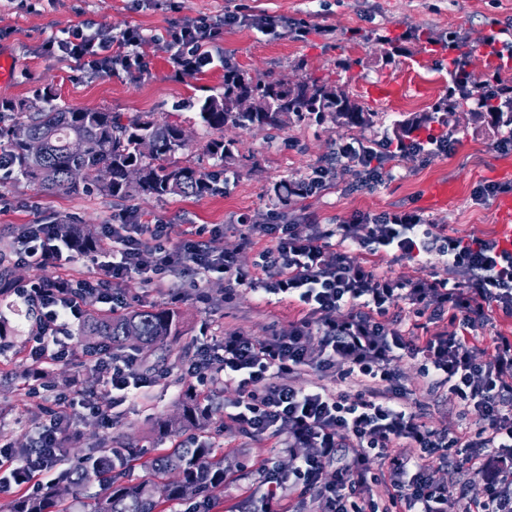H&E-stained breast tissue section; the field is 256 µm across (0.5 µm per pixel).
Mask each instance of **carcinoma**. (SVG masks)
Masks as SVG:
<instances>
[{"mask_svg": "<svg viewBox=\"0 0 512 512\" xmlns=\"http://www.w3.org/2000/svg\"><path fill=\"white\" fill-rule=\"evenodd\" d=\"M241 96L252 97L257 108L238 111ZM41 101L43 105L35 108L24 101L0 100V161L9 166L7 180L24 181L46 193L97 192L112 198L203 197L219 190L214 175L177 157L188 146L181 125L148 115L126 118L107 109H73L54 102L48 93ZM459 106L460 100L450 95L427 115L399 124L394 138L401 141L436 114L454 112ZM483 109L495 125H512L511 101L488 103ZM328 114L348 127L370 125L375 116L327 81L309 76L290 85L255 78L236 67L225 69L224 93L206 97L199 107L201 122L216 131L227 125L276 129L292 121H321ZM31 141L40 143L41 153L29 152ZM205 151L221 166L233 159L230 144L222 137L209 140ZM58 226L60 234L75 241L78 252L100 250L91 227L66 220ZM181 324L179 311L172 308L153 306L116 314L88 308L81 329L88 350L102 347L122 354L129 337L135 336L139 349L159 353L157 361L163 363ZM214 411L213 405L204 409L198 395L188 389L179 418L163 421L159 428L165 433L199 430ZM115 467L112 449L100 447L92 469H69L59 487L41 496L16 498L10 512H60L64 494L76 495L94 480L100 492L79 498V512H164L165 503L177 500H194L200 512H207L212 494L224 488V458L197 443L158 452L151 462L152 481L126 482Z\"/></svg>", "mask_w": 512, "mask_h": 512, "instance_id": "obj_1", "label": "carcinoma"}]
</instances>
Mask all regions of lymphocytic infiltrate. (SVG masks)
<instances>
[{
  "label": "lymphocytic infiltrate",
  "instance_id": "lymphocytic-infiltrate-1",
  "mask_svg": "<svg viewBox=\"0 0 512 512\" xmlns=\"http://www.w3.org/2000/svg\"><path fill=\"white\" fill-rule=\"evenodd\" d=\"M240 11L219 19L198 16L159 39L176 72L195 74L214 64L213 44L224 30L240 23ZM140 30L120 34L103 26H80L48 41L46 51L90 72L109 71L141 77L147 62ZM449 140L404 145L384 142L376 149L358 142H337L334 155L359 166L362 186L383 180L382 154L404 150L447 153ZM242 246L266 239L252 268L235 254L218 249V228L205 225L175 232L170 224L101 225V244L113 245L118 260L93 261L87 274L54 275L20 283L12 293L35 313L25 351L23 388L50 402L48 424L38 427L32 448L0 444V493L17 488L38 496L45 479L63 462L60 448L81 407L111 425L113 408L151 387L135 355L108 351L75 355L71 329L84 317L83 300L97 295L109 309H126L119 285L136 273L149 285L177 270L193 278L223 274L227 295L244 289L272 302L289 299L301 308L286 330L264 338L239 332L216 337L199 349L186 373L205 384L224 376L237 397L224 414V430L252 437L287 436V463L263 460L259 472L266 491L261 512H295L292 492L318 501L322 512H446L444 475L481 477L485 494L474 499L458 485L462 512H512V336L500 333L489 348L476 344L493 312L512 315V250L495 238L468 240L443 236L414 211L360 213L333 224H247L237 226ZM71 242L55 225L28 224L17 237L16 261L60 266ZM391 260L428 264L438 257L447 280L431 274L416 279L381 275L357 263L353 250ZM408 304L421 321L422 334L403 336L397 315ZM73 362L99 375V388L72 399L54 385V365ZM420 366L430 391L445 390L450 405L474 419L466 437L428 426L414 410L400 366ZM311 369L338 381L357 383L356 395L324 387L298 389L292 379ZM110 401H101V394ZM332 466V482L322 479Z\"/></svg>",
  "mask_w": 512,
  "mask_h": 512
}]
</instances>
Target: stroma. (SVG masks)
<instances>
[{
	"mask_svg": "<svg viewBox=\"0 0 512 512\" xmlns=\"http://www.w3.org/2000/svg\"><path fill=\"white\" fill-rule=\"evenodd\" d=\"M250 6L251 21L225 30L213 47L214 56L250 75L273 80L294 79L299 73L329 80L345 88L375 119L365 127H345L332 118L290 123L279 129L227 128L223 135L234 143V162L216 166L204 152L215 131L204 128L198 104L224 90V68L218 65L192 76L176 74L154 43L144 53L149 72L133 80L126 74L91 73L46 53L49 38L92 21L121 32L134 27L151 38L163 33L182 16L216 17L238 4ZM283 15L307 24L305 37L293 40L268 35L255 22L261 12ZM512 32V0H0V53L12 55L14 79L0 85V100L36 102L52 92L59 103L75 109L107 108L135 117L144 113L180 124L188 135L183 158L202 171L222 174L224 189L205 197L168 196L162 199L112 198L97 193L47 194L25 182L0 184V261L11 265L22 282L42 276V269L13 260L21 225L53 224L75 220L83 224H108L125 213L142 224L162 219L189 229L194 224L223 227L220 249L236 253L239 265L252 266L256 254L240 250L234 230L238 216L253 224H288L314 215L324 224L349 218L356 212L413 210L432 223L443 225L447 235L469 239L495 238L501 223V196L476 197L477 186L494 182L512 186V150H500L501 130L475 110L494 74L512 81V62L485 64L481 54L485 39L498 31ZM462 48H455L454 39ZM466 50L471 80L464 107L449 114L447 125L430 123L422 135H450L452 149L430 159L392 155L385 160L387 175L373 188L360 187L356 167L339 163L324 190L312 195H292L280 203V185L297 183L326 164L336 142H378L392 137L398 123L431 111L448 93L451 61ZM387 82L399 91L385 101L372 98V84ZM448 183L452 195L445 204L431 200L434 186ZM189 276L167 274L162 290L145 288L139 275L121 285L131 307L161 305L166 289L184 292L176 308L183 317L181 334L172 356L161 366L149 400L135 399L112 412L111 427L81 411L73 435L80 454L89 447L111 442L113 447L133 445L141 456L128 462L126 480L151 478L149 462L158 448H170L175 436L159 437V420L179 417L183 393L193 383L185 370L195 350L212 339L238 331L265 337L290 320L299 318L297 303L266 305L253 294H236L225 303L223 274L213 273L199 282L209 294V304L196 302ZM26 304L17 297L0 299V323L8 330L10 345L0 351V441L25 447L36 427L46 419V404L21 390L25 339L31 325ZM403 382L428 425L457 435L473 429L470 420L441 402L438 393L423 386L415 364L402 366ZM224 456V488L217 491L213 512H261L259 483L254 464L263 458L281 460V439L259 442L224 430V413L216 411L203 436Z\"/></svg>",
	"mask_w": 512,
	"mask_h": 512,
	"instance_id": "obj_1",
	"label": "stroma"
}]
</instances>
